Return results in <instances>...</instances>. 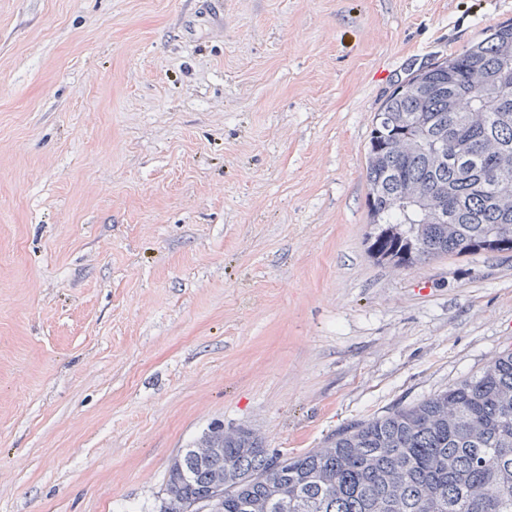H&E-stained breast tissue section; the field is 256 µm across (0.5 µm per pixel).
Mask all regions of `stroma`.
Returning <instances> with one entry per match:
<instances>
[{"instance_id": "35a3bbf8", "label": "stroma", "mask_w": 512, "mask_h": 512, "mask_svg": "<svg viewBox=\"0 0 512 512\" xmlns=\"http://www.w3.org/2000/svg\"><path fill=\"white\" fill-rule=\"evenodd\" d=\"M512 0H0V512H148L512 349V251L368 252L391 86Z\"/></svg>"}]
</instances>
